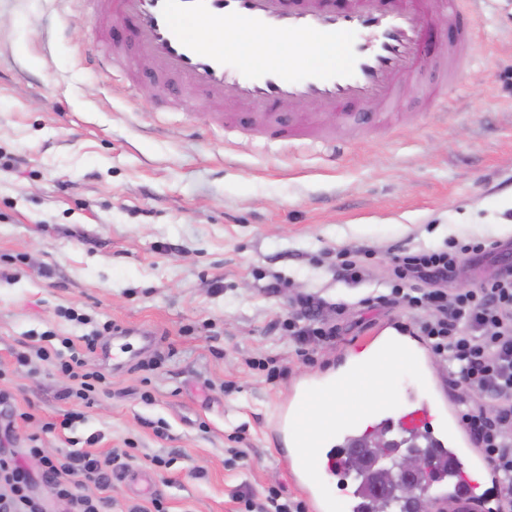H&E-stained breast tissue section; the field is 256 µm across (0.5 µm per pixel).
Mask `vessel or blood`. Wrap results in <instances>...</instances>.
<instances>
[{"label":"vessel or blood","instance_id":"vessel-or-blood-1","mask_svg":"<svg viewBox=\"0 0 512 512\" xmlns=\"http://www.w3.org/2000/svg\"><path fill=\"white\" fill-rule=\"evenodd\" d=\"M113 15L128 24L126 34L113 40V54L133 47L136 55L154 63L158 75L204 91L227 112H254L264 121L307 100L344 120L366 99L376 101L383 115H392L405 96L408 78L434 43L427 20L447 22L453 31L433 58L436 71L450 80L466 59L477 26L476 13L462 9L461 0H96L97 19ZM203 20L223 38V46L199 39L196 28ZM234 21L275 44L301 43L305 50L289 65L272 58L232 64ZM319 391V386L307 385L284 397V439L296 436L297 409ZM371 420L376 432L397 434L407 443L425 441L439 461L450 463V471H437L433 481L441 512H499L500 490L477 494L472 478L473 471L489 473L493 467L461 431L457 409L446 398L415 400L398 417L381 406L372 411ZM363 435L355 419L343 436L328 429L312 434L302 453H282L312 512L329 508L314 471L347 474L348 450Z\"/></svg>","mask_w":512,"mask_h":512}]
</instances>
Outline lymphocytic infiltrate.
Returning a JSON list of instances; mask_svg holds the SVG:
<instances>
[{"label": "lymphocytic infiltrate", "instance_id": "obj_1", "mask_svg": "<svg viewBox=\"0 0 512 512\" xmlns=\"http://www.w3.org/2000/svg\"><path fill=\"white\" fill-rule=\"evenodd\" d=\"M497 241H449L443 249H418L394 256L387 291L372 295L380 304H401L414 310L429 309L433 315L419 329L431 351L448 365V380L464 384L469 400L464 401L461 420L480 450L496 467L503 485L512 486V265H502L495 277L475 290L448 293L450 274L471 257L499 250ZM301 312L287 322L292 336L331 337L335 326L316 320L325 307L323 298L307 294L299 298ZM95 340L84 346L66 342L64 350L43 347L41 359H57L59 370L71 385L67 400L93 403L104 385L103 377L88 369ZM497 402L495 415H487L480 396ZM98 441L89 436L88 450L66 454L47 452L38 445L26 448L24 456L0 453V512H44L43 504L31 493L34 478L51 483L63 512H103L111 503L112 478L127 467V452L105 455L91 453ZM39 463L31 474L26 458ZM94 485L98 498L82 494L84 485Z\"/></svg>", "mask_w": 512, "mask_h": 512}]
</instances>
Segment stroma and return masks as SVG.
<instances>
[{"label": "stroma", "mask_w": 512, "mask_h": 512, "mask_svg": "<svg viewBox=\"0 0 512 512\" xmlns=\"http://www.w3.org/2000/svg\"><path fill=\"white\" fill-rule=\"evenodd\" d=\"M477 10L452 84L426 61L393 118L372 103L348 122L305 104L310 130L281 112L287 136L272 141L254 113L223 124L205 93L162 95L144 60L131 78L99 66L123 24L97 22L87 0H0V390L33 415L7 450L67 453L92 434L96 453L127 450L110 512L154 493L167 512H262L272 487L296 496L279 402L340 372L388 323L416 324L367 301L393 253L490 240L512 263V0ZM357 249L371 281L338 280L337 253ZM302 293L328 301L335 336H289ZM108 321L127 353H113ZM96 328L88 366L106 383L72 431H46L73 407L70 381L35 350L44 333L78 342ZM265 358L279 377L254 368ZM428 386L466 393L434 356L398 368L383 397L396 409Z\"/></svg>", "instance_id": "35a3bbf8"}]
</instances>
